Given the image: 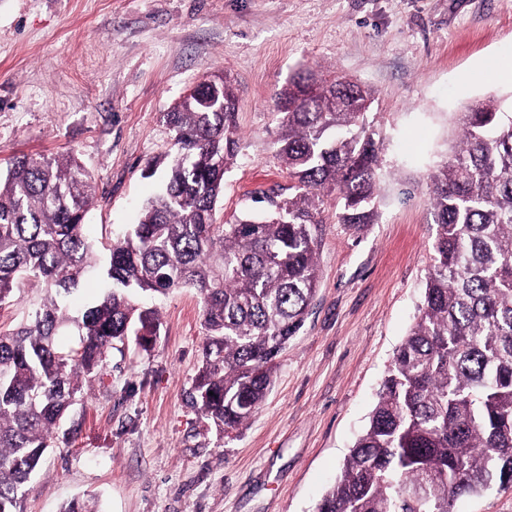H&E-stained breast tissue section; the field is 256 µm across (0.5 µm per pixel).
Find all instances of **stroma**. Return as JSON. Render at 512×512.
<instances>
[{
  "label": "stroma",
  "instance_id": "obj_1",
  "mask_svg": "<svg viewBox=\"0 0 512 512\" xmlns=\"http://www.w3.org/2000/svg\"><path fill=\"white\" fill-rule=\"evenodd\" d=\"M482 62L512 65V0H0V164L78 158L96 187L92 237L138 222L176 151L164 113L213 74L239 98L217 223L287 197L274 96L302 67L373 91L384 172L377 223H337L325 198L316 297L244 426L224 430L191 407L203 302L173 291L153 302L151 348L109 353L55 429L23 512L91 497L100 512H313L422 300L427 177L457 113L512 93L511 79L481 77Z\"/></svg>",
  "mask_w": 512,
  "mask_h": 512
}]
</instances>
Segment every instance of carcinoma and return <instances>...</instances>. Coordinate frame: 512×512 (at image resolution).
I'll list each match as a JSON object with an SVG mask.
<instances>
[{"instance_id": "obj_1", "label": "carcinoma", "mask_w": 512, "mask_h": 512, "mask_svg": "<svg viewBox=\"0 0 512 512\" xmlns=\"http://www.w3.org/2000/svg\"><path fill=\"white\" fill-rule=\"evenodd\" d=\"M330 89L310 97L311 80ZM164 118L178 153L139 223L105 245L85 218L89 171L72 155H23L0 174V308L30 285L33 314L0 330V512H21L51 435L108 351L159 329L139 294L194 288L207 330L191 402L224 430L266 398L274 360L303 327L317 293V226L336 196L340 224H374L382 161L367 121L373 93L342 75L302 68L276 95V155L294 180L273 212L215 223L234 156L239 99L229 77L201 82ZM448 158L429 176L434 263L414 324L378 401L314 512H453L512 477V106H465ZM103 293L71 311L92 272ZM74 329L77 346L56 336Z\"/></svg>"}]
</instances>
